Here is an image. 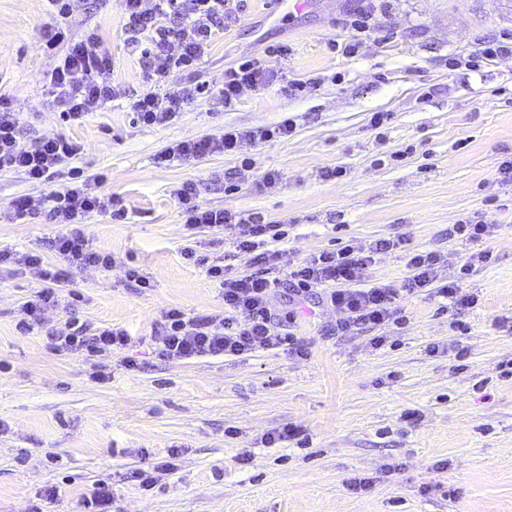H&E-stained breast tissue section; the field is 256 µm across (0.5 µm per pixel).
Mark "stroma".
Here are the masks:
<instances>
[{"label":"stroma","mask_w":512,"mask_h":512,"mask_svg":"<svg viewBox=\"0 0 512 512\" xmlns=\"http://www.w3.org/2000/svg\"><path fill=\"white\" fill-rule=\"evenodd\" d=\"M366 0H238L215 34L196 77L209 96L163 126L136 123L130 109L147 90L144 63L127 49L119 0H78L65 24L73 38L99 34L112 51L117 98L82 121L63 122L44 85L53 64L43 50L54 25L48 0H0V96L21 122L22 143L64 135L81 151L73 166L97 194L121 199L126 216L97 215L87 231L111 268L72 265L52 249L60 225L43 213L0 220V247L40 251L82 297L75 312L93 327L119 326L131 341L86 359L55 349L42 327L20 334L21 306L41 288L27 269L0 267V512H75L98 480L112 481V512H512V57L481 70L449 69L476 43L512 33V0H378L373 30L352 57L332 50L351 36L347 19ZM287 55H274L276 47ZM257 58L306 83L299 96L282 85L244 91L225 109L224 71ZM375 112L392 113L383 129ZM285 138L270 131L284 120ZM266 131L239 155L158 163L173 143L220 136L225 128ZM341 169L327 180L324 170ZM232 171L237 187L224 189ZM279 178L262 186L268 171ZM194 182L207 208L263 213L285 224L280 247L302 261L325 249L360 247L390 237L448 256L444 275L474 295L456 310L421 292L401 302L404 320L348 336L333 335L336 309L304 301L280 304L277 331L289 332L307 357L267 349L190 360L158 357L152 325L169 307L187 316L220 314L224 298L206 275L227 262L251 273L230 235L190 233L171 191ZM479 215L494 230L483 240L492 261L460 274L470 248L449 239L458 221ZM196 240L202 262L182 251ZM135 265L151 285L136 287ZM294 310L287 324L282 313ZM384 337L374 346V337ZM445 343L464 347L430 353ZM138 368L130 371L126 360ZM108 373L95 383V371ZM292 428L293 439L263 437ZM179 450L175 471L142 490L130 472L152 470ZM249 464H240L243 455ZM373 478L358 493L351 478ZM456 496H448V488ZM54 489L44 502L45 489Z\"/></svg>","instance_id":"stroma-1"}]
</instances>
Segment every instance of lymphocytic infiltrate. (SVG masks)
I'll return each mask as SVG.
<instances>
[{
  "mask_svg": "<svg viewBox=\"0 0 512 512\" xmlns=\"http://www.w3.org/2000/svg\"><path fill=\"white\" fill-rule=\"evenodd\" d=\"M121 2L128 46L140 52L150 83L149 89L133 100L131 109L144 125L169 124L187 104L207 93L209 87L192 82L177 95L161 93L160 87L174 72L197 69L213 35L223 29L229 18L227 0H155L150 9L143 8L142 0ZM45 47L57 54L44 83L63 120L81 121L91 105L112 101L115 96L110 82L112 52L102 38L91 33L76 41L69 38L63 27L56 26L46 31ZM277 80V71L255 58L225 69L222 90L225 108L236 105L243 89L261 91ZM247 137V132L228 129L217 138L183 140L167 147L159 159L172 162L214 154L233 155ZM79 151L76 142L62 135L40 139L30 146L22 144L17 114L7 99L0 97V172H14L29 183L49 188L40 198L24 196L15 200L14 217L42 211L50 223L63 227L53 240L57 254L73 263L108 268L112 265L111 255L97 249L83 225L96 214L121 217L124 208L117 197L88 191L82 172L69 165ZM173 195L186 226L233 231L236 251L252 255L256 270L248 275H235L228 266L210 265L206 275L224 295L223 314L190 318L180 308H167L154 323L151 334L163 358L241 356L259 349L281 347L288 348L293 355L305 356L302 345L292 336L278 333L272 324V303L286 290L302 299L316 288L329 287L328 299L342 315L336 324L341 334L397 321L401 298L427 288L455 306L466 307L474 302L473 297L461 294L458 282H440L439 269L443 263L440 253L408 249L403 239L380 238L363 250L347 246L323 251L304 263L286 267L277 248L285 237L279 222L259 212L242 214L201 206L197 201V186L191 182L175 188ZM398 249L405 253L408 269L405 279L398 284L360 287V274L374 262L376 255ZM10 263L29 268L43 283L22 305L24 317L18 323L21 333L32 332L35 326L41 325L48 307L65 300L76 301V293H64L62 275L48 266L40 253L20 254L1 249L0 265ZM49 339L58 350H83L91 357L111 354L129 343L124 328H93L73 316L67 318L63 327L51 332Z\"/></svg>",
  "mask_w": 512,
  "mask_h": 512,
  "instance_id": "obj_1",
  "label": "lymphocytic infiltrate"
}]
</instances>
